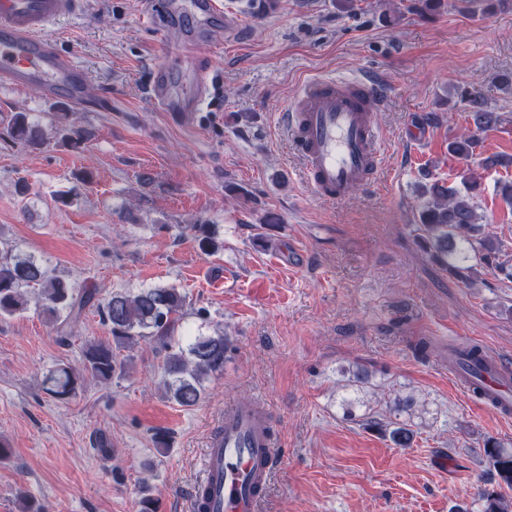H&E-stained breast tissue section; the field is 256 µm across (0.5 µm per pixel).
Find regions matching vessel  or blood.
<instances>
[{
  "mask_svg": "<svg viewBox=\"0 0 512 512\" xmlns=\"http://www.w3.org/2000/svg\"><path fill=\"white\" fill-rule=\"evenodd\" d=\"M79 0H0V85L29 89L46 97L67 93L85 101L83 68L58 53L46 28L72 14ZM167 69L150 79L153 101L177 116L181 125L195 122L209 97L214 75L207 57H196L189 71L191 90L175 95ZM382 84L367 78L315 77L307 80L284 115V126L302 161L303 181L325 201L347 198L354 188L373 185L382 169L383 135L374 120L384 103ZM475 372L452 368L456 387L501 415L512 414V370L500 356L486 351ZM278 454L269 425L252 404L225 407L217 432L200 462L198 488L209 491L208 504L192 500L191 512H261L264 492Z\"/></svg>",
  "mask_w": 512,
  "mask_h": 512,
  "instance_id": "vessel-or-blood-1",
  "label": "vessel or blood"
}]
</instances>
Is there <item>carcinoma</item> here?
Wrapping results in <instances>:
<instances>
[{"label":"carcinoma","mask_w":512,"mask_h":512,"mask_svg":"<svg viewBox=\"0 0 512 512\" xmlns=\"http://www.w3.org/2000/svg\"><path fill=\"white\" fill-rule=\"evenodd\" d=\"M461 100L473 123L467 134L448 142V152L466 159L479 146V133L501 122L500 114L488 109L483 95L464 90ZM58 118L56 136L72 148L85 141L84 133L66 122L67 107L54 105ZM13 142L26 147L45 143L38 120L30 112L14 115L10 127ZM477 182L467 184V192L435 181L421 186L420 231L422 239L439 266L461 279H471L477 267L493 266L505 278L512 279V264L503 243L484 232L483 216L478 212L473 190ZM200 250L218 252V243L209 229L200 224L192 227ZM474 264H466L469 259ZM37 293V307L47 321L64 335L73 332L83 311L95 306L109 327L112 340L89 342L83 348L80 365L59 363L44 375L46 392L60 400L77 396L87 377L107 382L124 363L118 352L142 341L153 342L164 352V387L168 397L182 407L196 405L203 393V381L209 373L224 367L227 344L222 336H192L184 345L173 336L176 316L185 305V295L171 287L144 288L138 292L117 290L104 300L96 290L78 285L53 274L49 267L32 254L7 249L0 254V318L27 310L31 293ZM483 455L489 466V483L494 488L482 492L483 512H507L505 499L498 492L512 487V450L494 438L483 443Z\"/></svg>","instance_id":"cac0c4a2"}]
</instances>
